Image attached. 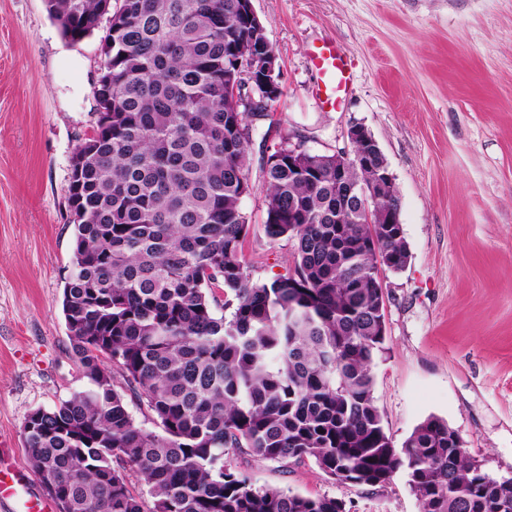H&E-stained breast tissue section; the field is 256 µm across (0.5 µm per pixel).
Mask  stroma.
I'll return each instance as SVG.
<instances>
[{
  "label": "stroma",
  "mask_w": 512,
  "mask_h": 512,
  "mask_svg": "<svg viewBox=\"0 0 512 512\" xmlns=\"http://www.w3.org/2000/svg\"><path fill=\"white\" fill-rule=\"evenodd\" d=\"M284 95L254 142L319 152L368 129L401 199L411 258L384 272L386 350L373 366L382 424L402 443L428 417L467 455L512 477V0H253ZM100 35L64 40L44 0H0V434L34 498L48 495L24 448L30 413L81 387L62 312L74 248L70 159L96 121ZM352 64L340 108L315 93L312 46ZM242 201L253 280L287 273L295 243L270 239L259 165ZM230 461L260 486L344 499L349 512H419L404 474L343 485L314 462Z\"/></svg>",
  "instance_id": "obj_1"
}]
</instances>
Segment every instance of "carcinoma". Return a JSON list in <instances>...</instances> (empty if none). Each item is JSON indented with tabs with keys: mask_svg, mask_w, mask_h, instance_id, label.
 Masks as SVG:
<instances>
[{
	"mask_svg": "<svg viewBox=\"0 0 512 512\" xmlns=\"http://www.w3.org/2000/svg\"><path fill=\"white\" fill-rule=\"evenodd\" d=\"M45 7L73 41L100 0ZM240 8L121 0L112 14L108 122L79 143L68 186L62 311L84 385L28 416L34 470L63 512H144L128 467L150 512H347L341 498L256 485L227 461L237 451L282 467L310 459L340 484L382 486L402 471L420 512H495L512 482L487 478L445 420L428 417L399 447L384 430L372 368L387 329L367 242L390 272L410 253L403 225L356 215L334 156L261 163L266 234L297 246L287 274L266 283L247 271L253 125L224 73L261 37ZM129 394L161 432L135 421Z\"/></svg>",
	"mask_w": 512,
	"mask_h": 512,
	"instance_id": "obj_1",
	"label": "carcinoma"
}]
</instances>
